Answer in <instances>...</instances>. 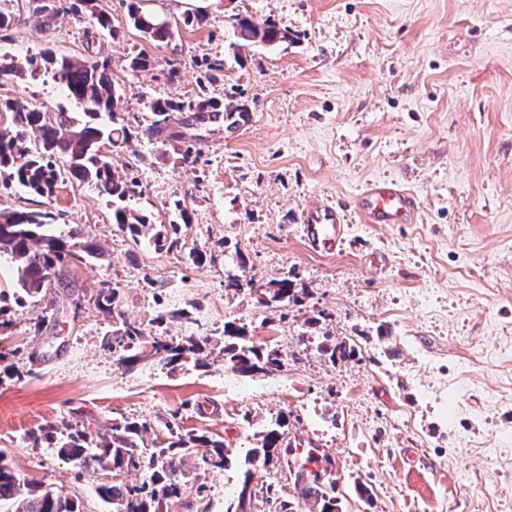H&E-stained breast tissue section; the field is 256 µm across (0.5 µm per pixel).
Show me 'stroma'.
Masks as SVG:
<instances>
[{"label": "stroma", "instance_id": "stroma-1", "mask_svg": "<svg viewBox=\"0 0 512 512\" xmlns=\"http://www.w3.org/2000/svg\"><path fill=\"white\" fill-rule=\"evenodd\" d=\"M105 3L118 37L70 12L46 28L35 0H0L13 18L0 29V55L22 66L47 48L108 60L133 133L110 151L112 167L136 183L129 205L154 223L186 208L187 245L134 241L113 224L108 198L68 178L48 198L0 186V207L53 211L105 251L70 265L0 335V355L23 373L0 385V450L17 472L80 499L84 512H107L97 486L137 485L145 472H88L52 442L30 444L28 432L126 418L147 425V444L159 447L173 425L222 438L230 464L206 470L185 458L188 491L167 512H226L246 456L284 416L285 444L328 450L324 480L338 512H512V0H154L179 24L165 42L129 26L124 0ZM195 9L202 24L182 26ZM237 13L276 23L287 40L237 48ZM139 54L150 70L130 69ZM200 96L246 105L249 122L229 128L175 112L169 129L183 140L145 134L150 99ZM0 97L76 109L45 70L23 67L0 82ZM370 179L417 194L416 223H364L351 200ZM318 196L342 205L341 249L317 251L303 237ZM192 248L206 253L203 265ZM241 255L258 283L290 274L298 303L280 310L259 292L226 290ZM103 282L122 289L126 316L148 334L217 336L233 320L254 344L279 349L283 366L242 376L215 354L205 368L145 359L124 370L101 345L112 329L93 302ZM176 309L194 323L155 324ZM39 316L47 322L36 334ZM326 335L357 356L330 360L317 349ZM33 352L41 362H29ZM268 484L302 512H320L293 479L261 466L247 512H270Z\"/></svg>", "mask_w": 512, "mask_h": 512}]
</instances>
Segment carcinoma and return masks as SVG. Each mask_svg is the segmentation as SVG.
<instances>
[{"label":"carcinoma","mask_w":512,"mask_h":512,"mask_svg":"<svg viewBox=\"0 0 512 512\" xmlns=\"http://www.w3.org/2000/svg\"><path fill=\"white\" fill-rule=\"evenodd\" d=\"M130 25L144 36L159 42L171 39L170 22L155 15L144 6L146 0H125ZM66 9L88 16L99 29L112 35L117 29L112 23V13L103 0H54L45 4L37 0L36 13L45 26ZM234 33L244 46L270 45L288 39V31L269 21H256L250 15L235 14L232 22ZM53 72L54 78L64 87L67 97L82 108V116L75 118L71 112H47L19 99L0 98V112L12 114V130L0 134V182L16 183L40 196H51L63 178L68 175L79 183L95 185L99 191L112 198V218L117 228L133 239L144 237L155 249L172 250L182 241V225L189 224L185 211H180L182 224H154L142 211L122 205L135 194L136 184L128 182L112 170L107 157L100 154L101 147H116L129 142L132 132L120 114L123 93L112 83L109 65L90 55L81 59L58 57L45 51L40 57L27 60L28 66L39 70L38 63ZM217 104L200 101L174 102L157 98L150 104L155 120L146 131L156 134L167 128L172 112H198V119L206 113L221 109ZM224 121L228 126L238 125L248 118L249 109L244 105H227ZM105 116L108 122H100ZM55 214L48 210H14L0 208V257L11 261L17 271L19 290L8 293L0 290V333L11 328L10 303L18 306L27 298L38 295L53 280H64L68 265L89 259L102 260L104 252L97 246H88L80 240L83 230L74 226L65 234L56 230ZM240 274L229 276L224 287L239 293L259 290L266 306L286 307L299 302L294 280L288 274L264 284L247 275V263L237 254ZM98 308L112 316L115 328L101 338L104 348L117 356V363L130 367L143 358L141 348L146 342L141 324L130 320L120 310V288L103 282L95 291ZM155 358L164 366L174 369L186 361L194 360V367H207L203 359L207 351H219L224 366L242 375L268 372L283 366L280 351L269 345L258 347L249 343L245 326L234 321L224 323L222 336H184L178 341L164 336L152 337ZM331 360L348 359L357 349L340 342L323 348ZM287 418L281 417L262 435L260 446L251 450L245 461L243 484L253 480L251 466L260 462L276 470L287 461L288 447L284 446ZM147 426L135 421L113 422L103 435L86 431L66 422L61 426L47 425L29 434L33 443L40 440L55 441L59 456L76 461L82 469L102 471L134 470L147 472L139 485L127 486L121 482L104 483L97 487V494L112 505V512H161L162 504L179 501L187 490L184 458L200 448L201 462L206 469H224L228 458L224 441L206 434L179 432L171 436L167 445L147 451L144 434ZM11 502L14 512H83L77 498L63 496L43 484L31 483L16 472L0 451V503Z\"/></svg>","instance_id":"cac0c4a2"}]
</instances>
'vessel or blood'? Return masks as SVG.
<instances>
[{"label": "vessel or blood", "instance_id": "b4317fda", "mask_svg": "<svg viewBox=\"0 0 512 512\" xmlns=\"http://www.w3.org/2000/svg\"><path fill=\"white\" fill-rule=\"evenodd\" d=\"M352 203L368 224H412L420 210L418 197L393 181L367 182ZM303 231L310 245L327 250L338 248L344 240V226L336 202L325 197L316 198L304 213ZM324 456L325 452L320 448L290 449V469L303 494L314 493L316 484L312 475L321 466Z\"/></svg>", "mask_w": 512, "mask_h": 512}]
</instances>
